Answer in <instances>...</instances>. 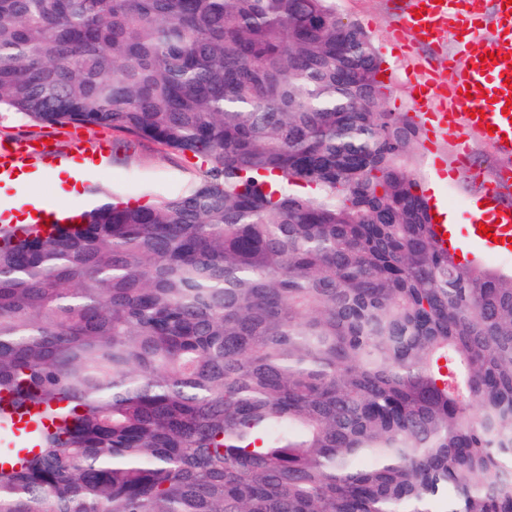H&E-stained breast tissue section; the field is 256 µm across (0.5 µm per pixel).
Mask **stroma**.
Segmentation results:
<instances>
[{
	"instance_id": "35a3bbf8",
	"label": "stroma",
	"mask_w": 512,
	"mask_h": 512,
	"mask_svg": "<svg viewBox=\"0 0 512 512\" xmlns=\"http://www.w3.org/2000/svg\"><path fill=\"white\" fill-rule=\"evenodd\" d=\"M337 14L359 24L371 37L383 59V67L392 82V91L383 107L389 112H411L410 94L415 83L416 64L431 54L428 45L404 35L393 41L392 32L404 7V0H335ZM49 136L58 153L80 147L93 154L108 147L106 163L87 172L81 185L87 205L99 197L118 195L139 198L145 195L175 194L186 190L195 180L196 172L190 160L148 141L100 126L44 127L31 129L12 115L0 116V140L27 135ZM468 154L466 164L456 162V142L441 146L446 161L437 168L433 157L424 149L414 153L415 168L423 187H435L431 202L448 210L451 216H461L470 201L479 199L484 184L505 169L512 170V155H503L486 144L476 133L461 130Z\"/></svg>"
}]
</instances>
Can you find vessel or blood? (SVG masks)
Masks as SVG:
<instances>
[{"label":"vessel or blood","mask_w":512,"mask_h":512,"mask_svg":"<svg viewBox=\"0 0 512 512\" xmlns=\"http://www.w3.org/2000/svg\"><path fill=\"white\" fill-rule=\"evenodd\" d=\"M493 17L481 16L473 0H407L399 28L428 45H442L446 36L461 38L462 55L448 59V79L427 76L412 102L417 119L434 136L454 138L460 128L477 133L498 152L512 154V117L503 115L512 102V5L494 0ZM54 152L48 144L33 141H0V180L25 171L29 159H47ZM512 182V172L484 187L482 203L465 217L470 239L492 244L512 256V212L499 209L502 185ZM491 228V236L479 234V226ZM47 424L44 410L35 406L17 410L0 408V442L12 462H20L37 450L39 436Z\"/></svg>","instance_id":"b4317fda"}]
</instances>
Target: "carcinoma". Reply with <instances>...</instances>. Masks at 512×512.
Segmentation results:
<instances>
[{
    "instance_id": "cac0c4a2",
    "label": "carcinoma",
    "mask_w": 512,
    "mask_h": 512,
    "mask_svg": "<svg viewBox=\"0 0 512 512\" xmlns=\"http://www.w3.org/2000/svg\"><path fill=\"white\" fill-rule=\"evenodd\" d=\"M384 72L332 0H0V113L197 168L0 229V396L60 417L0 512H512V268L439 245Z\"/></svg>"
}]
</instances>
